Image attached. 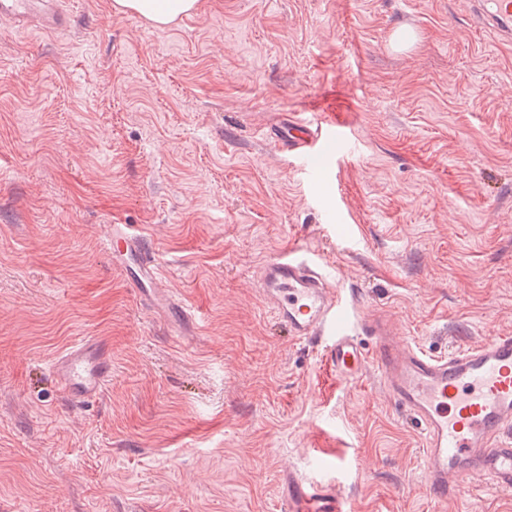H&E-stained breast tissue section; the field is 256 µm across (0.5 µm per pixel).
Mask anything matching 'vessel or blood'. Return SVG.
I'll return each instance as SVG.
<instances>
[{"label": "vessel or blood", "mask_w": 512, "mask_h": 512, "mask_svg": "<svg viewBox=\"0 0 512 512\" xmlns=\"http://www.w3.org/2000/svg\"><path fill=\"white\" fill-rule=\"evenodd\" d=\"M471 6L482 28L512 42V0H472ZM0 18L19 31L57 32L72 25L64 0H0ZM337 135L336 123L316 117L288 121L271 139L306 163ZM104 241L127 286L181 331L191 332L195 308L164 287L155 254L129 225H107ZM259 284L275 318L295 339L318 341L339 380L356 383L368 367L378 370L394 405L421 428L426 487L436 500H447L458 481L475 476L492 487L512 488V334L444 357L398 346L383 318L351 321L343 290L293 251L267 260ZM363 336L373 337V350L361 346ZM49 370L65 402L84 407L101 398L112 378L110 347L103 337H82ZM282 499L286 512H350L335 485L293 475L282 487Z\"/></svg>", "instance_id": "1"}]
</instances>
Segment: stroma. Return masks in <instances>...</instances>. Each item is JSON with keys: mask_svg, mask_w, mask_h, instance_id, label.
<instances>
[{"mask_svg": "<svg viewBox=\"0 0 512 512\" xmlns=\"http://www.w3.org/2000/svg\"><path fill=\"white\" fill-rule=\"evenodd\" d=\"M67 0L70 33L0 20V512H284L327 475L353 512H512L425 490L418 425L277 323L257 272L313 258L358 315L445 356L512 333V45L469 0H200L156 27ZM345 118L316 191L267 133ZM127 224L197 310L179 335L107 258ZM107 337L68 407L49 362ZM65 402L81 408L101 398L112 379V355L102 336H84L49 365Z\"/></svg>", "mask_w": 512, "mask_h": 512, "instance_id": "35a3bbf8", "label": "stroma"}]
</instances>
